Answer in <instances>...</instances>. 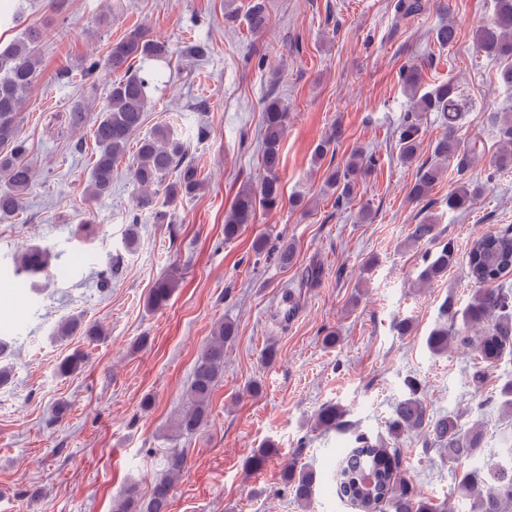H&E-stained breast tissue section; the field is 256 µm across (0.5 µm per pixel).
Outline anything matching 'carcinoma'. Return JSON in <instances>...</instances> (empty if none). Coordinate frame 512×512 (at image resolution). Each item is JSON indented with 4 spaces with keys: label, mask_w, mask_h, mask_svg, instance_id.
<instances>
[{
    "label": "carcinoma",
    "mask_w": 512,
    "mask_h": 512,
    "mask_svg": "<svg viewBox=\"0 0 512 512\" xmlns=\"http://www.w3.org/2000/svg\"><path fill=\"white\" fill-rule=\"evenodd\" d=\"M394 8L398 17L406 19L429 9L430 3L429 0H396ZM268 21L263 3L258 0L250 6L247 23L251 33H262ZM47 36L46 28L33 27L0 50V223L10 222L19 215L35 177V171L27 162L28 146L21 137L20 123L22 109L36 90L41 66L40 45ZM456 38L457 29L451 23L435 29L436 42L441 46L452 45ZM474 42L487 55L507 60L499 76L503 83L512 86V0H496L492 21L475 30ZM171 54L166 43L151 38L146 30L138 28L113 43L104 60L90 61L87 72L102 65L116 74V79L96 116H90L80 105L74 106L66 115L70 128L90 127L96 146L84 192L88 205L111 192L112 171L125 159L132 136L145 121L151 90L157 80L156 73L146 64L165 60ZM400 81L412 102L410 112L397 131L401 161L408 165L416 163L427 147L438 160L458 158V170L465 171L474 148L461 152L456 136L469 111V105L457 87L445 82L423 93L420 90L421 74L415 67L402 69ZM427 112L439 114L446 132L426 146L421 118ZM287 123L288 112L284 104L278 99L266 101L261 121L264 144L261 166L265 176L259 186L244 187L236 194L224 218V239L237 237L243 225L253 223L258 210L272 209L280 204L282 188L277 172ZM499 135L500 148L494 166L506 168L512 165V115H505L501 121ZM341 136V125H334L316 145L314 160H322ZM184 154L183 145L166 125L154 127L137 141L132 156L133 175L140 186L137 207H153L160 193L165 194L167 203L172 206L180 198L200 189V171L194 163L183 160ZM375 165L374 158L363 162L361 153L355 151L344 166L327 168L325 185L336 190L338 201L348 202L355 197L359 180ZM174 169L178 175L168 184L166 179ZM441 176L442 168L438 164L421 165L410 198L414 201L424 199ZM483 190V185L476 181L460 183L448 193V210L461 212L468 209ZM51 258L46 248H27L16 260L15 274L22 278L36 276L48 267ZM454 263V251L450 246H444L426 264L422 281L429 282L445 274ZM467 267L468 276L478 288L461 310L455 308L453 299H448L445 305L448 323L436 325L426 343L432 354H445L453 340L468 341L466 330L491 320L492 330L475 341L481 363L491 368L506 350L512 348V288L504 280V276L512 272V235L489 233L474 240L468 252ZM173 288L170 280L159 281L148 296V308L166 306ZM79 329L92 341L104 336L102 326L96 323L84 326L77 319L62 325L58 334L67 336ZM235 335L236 327L229 320H221L213 327L191 374L189 402L175 420L177 433L192 435L207 423L212 395L224 371V346L233 342ZM84 362L83 354H70L60 360L57 373L64 377L78 374ZM406 387L408 392L395 403L387 425L392 446L373 443L367 438L356 439L355 446L345 452L336 469V487L341 496L356 502L364 512H451L448 504H436L421 496L399 477V441L408 432L421 433L425 444L446 452L449 461L458 462L475 459L481 454L484 430L479 425L464 428L455 414L431 415L419 398L418 383L410 379ZM315 426L323 430L344 428V412L332 404L324 405L315 415ZM186 467L184 453L171 452L166 459L164 474L154 481L149 493L144 496L137 485H129L113 505V512H168L172 489ZM282 471L285 485L296 501L307 504L315 484L313 471L298 466L294 457L283 464ZM366 474L373 475L376 481L373 499L368 502L363 499L360 489ZM457 489L460 496L469 500V512H512V448L508 449L506 458L464 473Z\"/></svg>",
    "instance_id": "carcinoma-1"
}]
</instances>
